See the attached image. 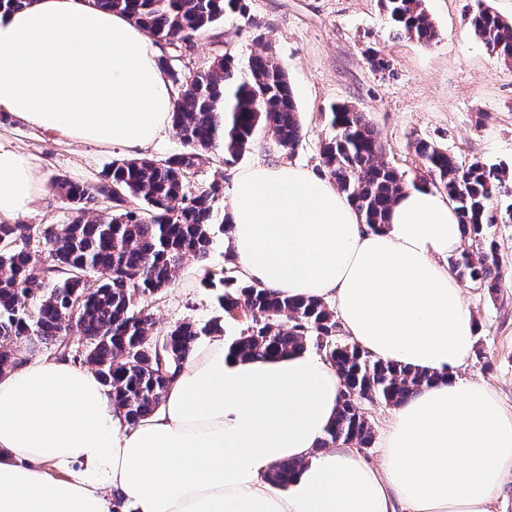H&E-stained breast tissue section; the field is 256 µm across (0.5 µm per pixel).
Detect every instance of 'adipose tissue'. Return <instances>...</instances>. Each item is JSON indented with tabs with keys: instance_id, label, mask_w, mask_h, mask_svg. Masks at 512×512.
<instances>
[{
	"instance_id": "adipose-tissue-1",
	"label": "adipose tissue",
	"mask_w": 512,
	"mask_h": 512,
	"mask_svg": "<svg viewBox=\"0 0 512 512\" xmlns=\"http://www.w3.org/2000/svg\"><path fill=\"white\" fill-rule=\"evenodd\" d=\"M150 35L91 0L0 12V108L73 141L142 151L171 120ZM41 181L0 146V217L27 211ZM462 231L447 196L406 189L387 224H363L327 180L283 163L244 170L231 251L245 280L333 303L358 349L442 374L389 419L378 461L320 450L342 379L308 351L244 360L223 338L196 345L160 408L129 425L95 372L60 357L0 373V512H490L512 473V413L458 379L476 322L447 259ZM299 465L288 486L269 478Z\"/></svg>"
}]
</instances>
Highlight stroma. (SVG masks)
Returning a JSON list of instances; mask_svg holds the SVG:
<instances>
[{
	"label": "stroma",
	"instance_id": "obj_1",
	"mask_svg": "<svg viewBox=\"0 0 512 512\" xmlns=\"http://www.w3.org/2000/svg\"><path fill=\"white\" fill-rule=\"evenodd\" d=\"M474 0H426L440 38L429 45L398 41L378 0H248L247 17L226 15L223 24L190 43L158 42L161 58L190 77L215 58L232 53L246 63L270 47L285 67L305 137L295 152L283 151L267 132H258L244 157L227 165L213 156L192 182H224L219 207L232 210L230 192L240 172L255 164L293 162L324 176L319 146L332 130L323 117L334 103L354 105L379 131L386 159L403 171L418 161L410 141L422 137L448 146L460 161L512 167V67L500 64L469 30L463 17ZM390 62L374 71L371 52ZM0 146L28 155L47 189L19 215L24 224L69 223L71 212L51 190L59 176L95 183L113 160L129 157L118 145L75 143L0 112ZM503 279L496 292L467 283L463 296L477 324L471 361L458 369L464 380L494 390L512 412V223L495 228ZM225 235L214 239L206 264L183 261L170 288L154 296L156 335L182 322L204 324L221 316L215 292L203 284L205 271H221Z\"/></svg>",
	"mask_w": 512,
	"mask_h": 512
}]
</instances>
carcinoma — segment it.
Wrapping results in <instances>:
<instances>
[{
  "label": "carcinoma",
  "mask_w": 512,
  "mask_h": 512,
  "mask_svg": "<svg viewBox=\"0 0 512 512\" xmlns=\"http://www.w3.org/2000/svg\"><path fill=\"white\" fill-rule=\"evenodd\" d=\"M127 16L158 41H187L224 21L246 16V0H93ZM398 40L430 44L439 39L425 0H379ZM466 23L490 54L512 64V21L477 0ZM177 89L171 122L186 150L164 159L124 158L94 184L59 177L53 188L72 213L51 225L0 224V372L22 362L19 347L31 345L94 369L112 405L134 425L155 412L165 388L203 336H219L222 320L243 325L227 341L241 358L278 357L312 346L335 365L343 388L336 417L320 447L372 445L365 405L399 407L443 376L375 359L357 346L336 342V311L313 298L291 299L223 273L205 272L218 291L223 317L203 325L182 322L159 339L149 299L167 288L187 258L209 259L217 234L231 232L219 214L223 185L217 179L190 189L191 177L210 155L240 160L260 130L294 152L304 138L285 68L270 52L242 67L229 53L188 80L160 60ZM334 134L323 141L325 172L370 227L387 223L396 197L427 186L448 196L468 248L448 258L458 280L493 293L503 273L494 227L512 222V172L499 164H464L428 139L410 142L421 167L406 172L384 160V147L365 115L336 103L325 112ZM76 335L79 341L71 340ZM299 465L280 462L271 480L286 486Z\"/></svg>",
  "instance_id": "carcinoma-1"
}]
</instances>
